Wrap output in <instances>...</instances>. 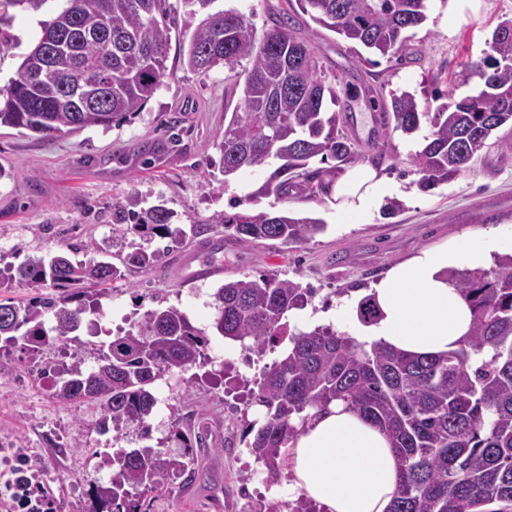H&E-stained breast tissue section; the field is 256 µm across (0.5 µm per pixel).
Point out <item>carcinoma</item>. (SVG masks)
<instances>
[{"label": "carcinoma", "mask_w": 512, "mask_h": 512, "mask_svg": "<svg viewBox=\"0 0 512 512\" xmlns=\"http://www.w3.org/2000/svg\"><path fill=\"white\" fill-rule=\"evenodd\" d=\"M42 23V33L19 65L16 78L0 89V127L50 135L87 127L109 128L139 111L169 76L167 0H66ZM312 21L345 41L392 58L401 54L410 32L428 18L429 0H297ZM492 54L475 65L483 88L460 100L448 97L435 112L419 109L409 91L389 92L382 104L385 126L410 136L429 127L421 149L410 155L429 191L466 171L485 148L512 151V135L493 137L512 125V41L492 39ZM187 65L200 74L217 67L245 75L241 98L213 145L229 181L241 171L276 161L259 188L245 196L288 198L314 194L325 178L359 159L338 128L339 115L327 104L339 102L336 85L320 71L311 42L293 36L285 19L256 36L235 10L211 13L192 35ZM288 84V92L279 88ZM318 162L320 166L312 167ZM164 206H142L136 196L112 205V236L135 235L151 242L175 239ZM211 224L244 246L277 241L284 246L313 239L326 224L287 210L245 208L212 214ZM158 251L141 247L123 266L147 268ZM472 310L469 338L446 354L411 355L375 345L367 350L331 326L303 330L290 326L289 312L305 308L314 291L300 283L262 274L224 283L214 293L218 336L263 356L288 338V352L266 366L255 380L252 403L265 409L260 426L247 424L243 437L268 476L278 474L288 444L312 414L342 401L384 431L401 465L400 492L391 512H512V254L495 257L488 270L448 272ZM114 263L90 258L73 261L58 254L31 256L18 267L0 268V288L13 282L45 283L59 289L54 298L33 297L24 306L0 303V336L29 349L78 339L85 315L99 312L87 283L122 280ZM364 325L377 321L368 296L358 304ZM209 345L175 307L156 308L144 320L109 342L100 343V361L56 370L55 397L64 403L94 400L104 411L103 429L132 432L143 445L112 457L108 483L93 489L90 512H143L149 495L184 479L195 482L201 456L196 448L215 437L211 423L183 418L170 438L183 451L171 455L150 444L151 418L158 399L155 382L182 376L203 364ZM488 351L480 364L471 353Z\"/></svg>", "instance_id": "obj_1"}]
</instances>
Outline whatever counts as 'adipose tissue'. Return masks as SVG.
Wrapping results in <instances>:
<instances>
[{
  "mask_svg": "<svg viewBox=\"0 0 512 512\" xmlns=\"http://www.w3.org/2000/svg\"><path fill=\"white\" fill-rule=\"evenodd\" d=\"M399 187L377 170L347 171L333 194L337 213L358 219ZM498 251L495 236L425 250L392 267L374 284L376 323L352 330L364 348L380 344L411 354L459 349L472 323L468 303L444 271L480 268ZM291 491L317 502L324 512H389L400 486L399 461L387 436L344 404L312 420L291 443Z\"/></svg>",
  "mask_w": 512,
  "mask_h": 512,
  "instance_id": "ef3b65f1",
  "label": "adipose tissue"
}]
</instances>
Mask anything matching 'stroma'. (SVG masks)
<instances>
[{
    "label": "stroma",
    "mask_w": 512,
    "mask_h": 512,
    "mask_svg": "<svg viewBox=\"0 0 512 512\" xmlns=\"http://www.w3.org/2000/svg\"><path fill=\"white\" fill-rule=\"evenodd\" d=\"M61 6L62 0H46L36 12L6 8L10 42L0 50V88L15 78L42 21ZM212 8L237 10L259 33L282 16L300 37L314 26L293 0H214ZM447 9L448 0H429L426 22L402 57L391 60L365 62L356 45L328 30L312 42L325 78L337 80L343 92L339 130L361 151V165H377L401 186L402 208L395 216L375 206L349 219L336 213L326 190L285 203L264 197L256 204L323 219L325 231L303 243L244 247L223 225L210 223L214 212L229 210L231 202L257 189L267 171L249 169L228 182L218 169L213 137L224 126L225 111L240 101L233 91L238 75L221 67L202 75L186 65L183 51L201 19L189 17L181 0H168L170 75L140 112L106 130L41 135L0 128V268L18 266L35 253L49 257L68 249L81 259L111 251L112 205L136 194L149 205L164 200L175 224H203L207 230L176 241L155 239L153 248L162 252L155 270L130 268L125 281L108 285L101 299L104 329H129L148 310L168 306L182 310L196 327H209L217 288L266 273L313 289L311 317L339 330L344 299L365 297L391 267L421 251L491 232L512 243V151L483 150L468 170L424 192L410 164L421 135H386L378 120L393 90L412 92L431 112L439 93L460 99L481 88L474 64L489 53L498 23L512 17V0H478L475 10L457 15ZM387 140L395 155L375 163ZM207 353L208 362L195 368L192 380L167 375L158 381L153 437L166 452L178 453L169 430L192 414L219 423L223 450L208 453L194 483L173 485L153 498L149 512H292L300 498L284 492L291 482L288 467L269 479L241 438L247 423L263 419L262 408L251 402L254 380L281 357L282 347L259 358L215 336ZM50 354L47 348L0 346V459L24 449L52 487L58 512H87L91 481L110 475L107 455L131 442L100 434L96 403L53 399L54 378L41 372Z\"/></svg>",
    "instance_id": "obj_1"
}]
</instances>
